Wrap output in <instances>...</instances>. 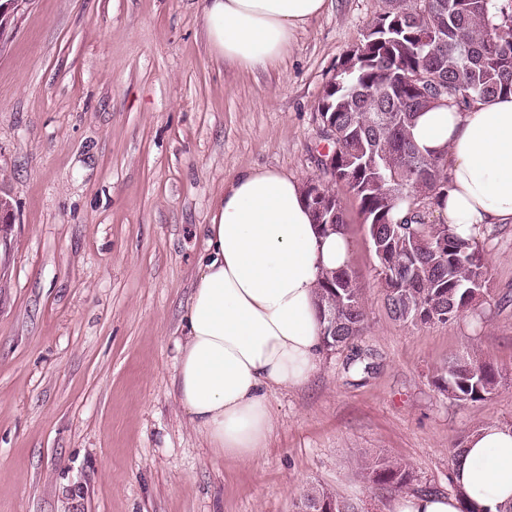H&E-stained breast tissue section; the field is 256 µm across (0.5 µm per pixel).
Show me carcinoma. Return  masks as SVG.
Here are the masks:
<instances>
[{"mask_svg": "<svg viewBox=\"0 0 512 512\" xmlns=\"http://www.w3.org/2000/svg\"><path fill=\"white\" fill-rule=\"evenodd\" d=\"M512 94V0H380L375 20L336 68L316 111L327 147L318 163L336 161V177L358 202L365 224L386 245L379 272L389 316L417 326L454 321L487 292L479 239L430 222L429 200L442 193L446 160L420 151L411 136L417 114L439 106L470 107ZM314 223L341 229L340 197L324 187L319 213L304 190ZM323 348L348 350L345 368L368 373L358 345L367 310L355 273L330 272L318 284ZM506 369L475 351L452 355L434 385L448 398L480 401ZM364 482L396 495L416 480L410 465L385 455L360 460ZM297 512H360L326 488L310 486Z\"/></svg>", "mask_w": 512, "mask_h": 512, "instance_id": "obj_1", "label": "carcinoma"}]
</instances>
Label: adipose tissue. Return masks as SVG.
<instances>
[{
  "label": "adipose tissue",
  "mask_w": 512,
  "mask_h": 512,
  "mask_svg": "<svg viewBox=\"0 0 512 512\" xmlns=\"http://www.w3.org/2000/svg\"><path fill=\"white\" fill-rule=\"evenodd\" d=\"M328 0H206L211 50L245 70L272 65ZM412 136L447 159L448 182L431 210L468 238L512 224V95L467 109L420 113ZM199 261L178 345L175 386L192 424L225 458H259L271 430L267 393L299 388L317 368L322 321L317 284L348 266L344 232L319 234L302 183L273 169L225 185ZM458 495L396 497L389 512H460L467 496L485 512L512 506V427L489 423L466 441L453 472Z\"/></svg>",
  "instance_id": "ef3b65f1"
}]
</instances>
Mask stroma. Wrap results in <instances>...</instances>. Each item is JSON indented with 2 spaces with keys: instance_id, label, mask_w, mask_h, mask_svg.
<instances>
[{
  "instance_id": "obj_1",
  "label": "stroma",
  "mask_w": 512,
  "mask_h": 512,
  "mask_svg": "<svg viewBox=\"0 0 512 512\" xmlns=\"http://www.w3.org/2000/svg\"><path fill=\"white\" fill-rule=\"evenodd\" d=\"M204 0H28L0 43V512H295L309 484L363 508L359 453L448 488V453L512 427V377L486 400L432 380L474 348L512 369V224L481 236L489 297L442 324L387 313L364 218L342 193L373 369L321 352L276 388L264 454L233 460L189 421L174 383L198 261L224 184L275 168L318 177L316 104L379 0H331L267 69L209 48Z\"/></svg>"
}]
</instances>
